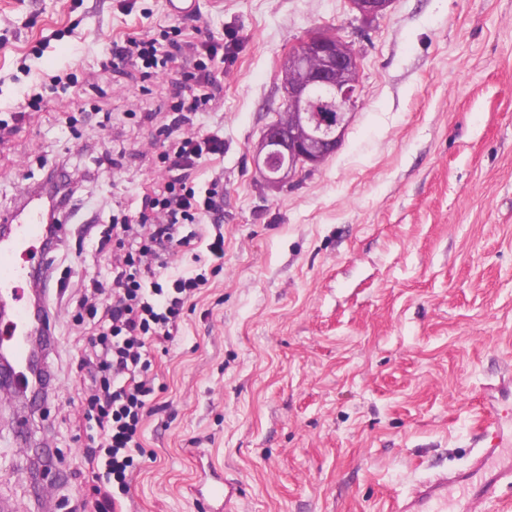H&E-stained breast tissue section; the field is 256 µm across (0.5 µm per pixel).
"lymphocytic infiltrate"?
<instances>
[{
	"label": "lymphocytic infiltrate",
	"instance_id": "lymphocytic-infiltrate-1",
	"mask_svg": "<svg viewBox=\"0 0 512 512\" xmlns=\"http://www.w3.org/2000/svg\"><path fill=\"white\" fill-rule=\"evenodd\" d=\"M230 56V42L198 26H176L113 42L101 64L104 75L131 65L145 77L184 66L176 88L140 115L141 122L161 124L162 149L150 158L160 179L140 194L138 222L114 223L99 233L98 251L112 253V279L94 281L100 302L80 301L96 319L85 350V362L94 368L84 392L85 418L96 425L89 437L88 463L96 467L97 480L109 486L108 497L115 505L128 497L130 476L144 453L141 435L156 380L148 346L174 338L185 304L208 283L201 273L168 277L164 271L179 250L224 256V226L218 221L223 179L217 175L201 186L194 175L204 160L224 153L221 130L201 131L197 116L218 107L221 86L214 65ZM76 94L74 78L51 77L22 91L13 118L28 121L45 104ZM205 215L212 222L203 230L199 223Z\"/></svg>",
	"mask_w": 512,
	"mask_h": 512
}]
</instances>
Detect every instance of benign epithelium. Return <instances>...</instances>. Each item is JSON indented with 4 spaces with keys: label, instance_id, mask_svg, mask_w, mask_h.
<instances>
[{
    "label": "benign epithelium",
    "instance_id": "7a95c632",
    "mask_svg": "<svg viewBox=\"0 0 512 512\" xmlns=\"http://www.w3.org/2000/svg\"><path fill=\"white\" fill-rule=\"evenodd\" d=\"M392 0H351L364 19L384 15ZM281 72L295 74L285 92L284 119L268 124L253 151L254 165L270 183L313 169L343 144L360 95L353 45L325 31L307 34L286 56Z\"/></svg>",
    "mask_w": 512,
    "mask_h": 512
}]
</instances>
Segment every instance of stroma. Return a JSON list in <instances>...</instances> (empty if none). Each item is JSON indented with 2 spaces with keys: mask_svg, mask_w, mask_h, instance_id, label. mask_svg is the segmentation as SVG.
I'll use <instances>...</instances> for the list:
<instances>
[{
  "mask_svg": "<svg viewBox=\"0 0 512 512\" xmlns=\"http://www.w3.org/2000/svg\"><path fill=\"white\" fill-rule=\"evenodd\" d=\"M199 24L239 43L218 77L224 106V257L178 270L209 282L175 338L150 350L155 413L129 512H217L194 495L212 474L238 484L239 512H391L433 471L479 447L481 414L512 415V0H393L365 20L349 0H198ZM178 22L164 0H0V120L28 84L96 77L113 41ZM321 28L359 55L361 98L341 148L293 181L266 183L253 148L278 119L288 50ZM162 80L111 73L72 127L57 104L0 147V212L47 162L76 173L75 217L53 253L52 394L30 419L61 456L33 498L0 397V502L72 512L94 500L78 393L87 325L78 289L108 278L82 229L153 175L161 137L128 118ZM114 120H105V112ZM118 165L101 168L103 154Z\"/></svg>",
  "mask_w": 512,
  "mask_h": 512,
  "instance_id": "stroma-1",
  "label": "stroma"
}]
</instances>
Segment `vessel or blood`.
<instances>
[{"label": "vessel or blood", "mask_w": 512, "mask_h": 512, "mask_svg": "<svg viewBox=\"0 0 512 512\" xmlns=\"http://www.w3.org/2000/svg\"><path fill=\"white\" fill-rule=\"evenodd\" d=\"M40 211L29 208L0 216V298L14 296L19 283L30 277L29 266L19 258L43 240ZM27 308L12 305L0 308V335L10 337V352L17 357L12 387L25 388L29 378L22 360L20 337L29 325ZM479 451L470 462L453 473H438L420 483L405 497L396 499L392 512H476L478 506L493 505L504 488H512V443L497 422H487L480 436ZM207 494L224 505V512H238L237 487L220 475H212Z\"/></svg>", "instance_id": "obj_1"}]
</instances>
